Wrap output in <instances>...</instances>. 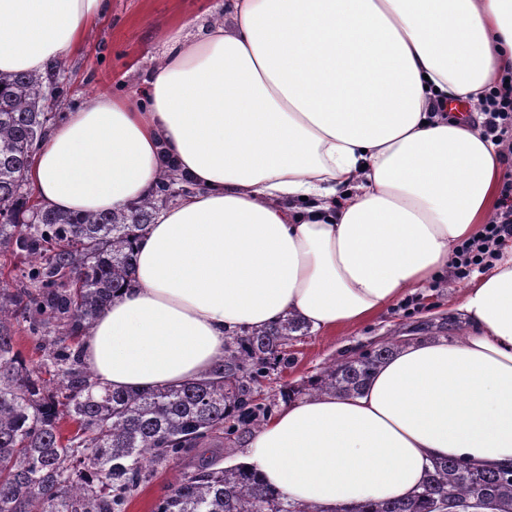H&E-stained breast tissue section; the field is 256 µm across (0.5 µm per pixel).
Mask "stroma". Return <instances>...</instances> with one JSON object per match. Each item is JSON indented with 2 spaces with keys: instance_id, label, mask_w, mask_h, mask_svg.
Returning <instances> with one entry per match:
<instances>
[{
  "instance_id": "obj_1",
  "label": "stroma",
  "mask_w": 512,
  "mask_h": 512,
  "mask_svg": "<svg viewBox=\"0 0 512 512\" xmlns=\"http://www.w3.org/2000/svg\"><path fill=\"white\" fill-rule=\"evenodd\" d=\"M224 0H109L100 25L92 29L80 51L58 62L52 84L57 120L80 110L101 93L123 94L141 100L144 80L156 63L168 34L184 19L195 16L207 22H223ZM468 281L440 279L385 309L382 313L330 331L307 330L289 341L286 361L274 374L261 380L258 397L280 410L283 388L297 386L334 362L367 346L407 336L458 341L468 331L461 304ZM243 441L227 440L216 432L189 449L177 463L159 466L151 480L131 496L127 512H152L169 485L201 461L217 465L231 460Z\"/></svg>"
}]
</instances>
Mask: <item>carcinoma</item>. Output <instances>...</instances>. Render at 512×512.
Wrapping results in <instances>:
<instances>
[{
  "mask_svg": "<svg viewBox=\"0 0 512 512\" xmlns=\"http://www.w3.org/2000/svg\"><path fill=\"white\" fill-rule=\"evenodd\" d=\"M49 73L0 72V253L28 267L0 284V512H126L129 496L153 468L178 460L216 430L231 437L258 427L272 406L255 385L278 369L294 318L243 329L224 346V368L178 387L103 388L64 344L83 336L132 280L135 243L159 213L151 195L99 214L54 212L32 197L26 169L52 119ZM41 337V360L16 348L13 322ZM398 342L373 345L307 381L304 393L362 391ZM56 378V382L45 375ZM75 430L67 438L61 423ZM452 497L487 499L512 512V471L461 459L432 464L420 490L405 500H368L334 512H437ZM153 512H325L265 487L241 467L202 464L184 472Z\"/></svg>",
  "mask_w": 512,
  "mask_h": 512,
  "instance_id": "carcinoma-1",
  "label": "carcinoma"
}]
</instances>
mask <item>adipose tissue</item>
Segmentation results:
<instances>
[{"label":"adipose tissue","mask_w":512,"mask_h":512,"mask_svg":"<svg viewBox=\"0 0 512 512\" xmlns=\"http://www.w3.org/2000/svg\"><path fill=\"white\" fill-rule=\"evenodd\" d=\"M108 0H0V71L82 47ZM231 29L167 36L147 106L103 93L53 125L42 207L146 198L167 166L196 191L137 243L134 283L80 342L98 381L177 386L224 338L284 316L373 317L451 270L499 210L502 148L479 105L512 70V0H226ZM471 113L440 115L441 102ZM460 341L399 347L358 395L289 402L238 462L328 512L411 496L433 460L512 467V250L468 287Z\"/></svg>","instance_id":"ef3b65f1"}]
</instances>
